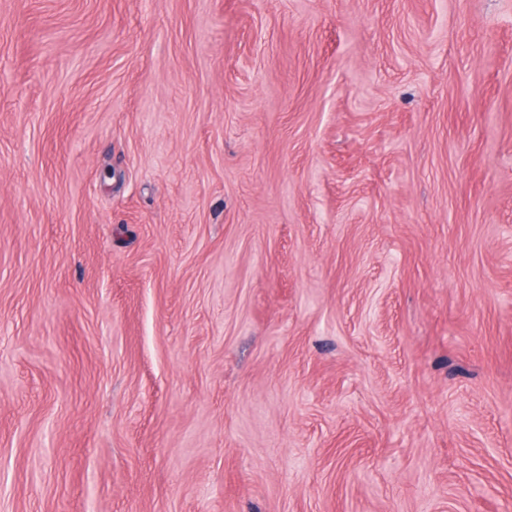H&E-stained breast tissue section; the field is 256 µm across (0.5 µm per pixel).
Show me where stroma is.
Masks as SVG:
<instances>
[{"label":"stroma","instance_id":"stroma-1","mask_svg":"<svg viewBox=\"0 0 512 512\" xmlns=\"http://www.w3.org/2000/svg\"><path fill=\"white\" fill-rule=\"evenodd\" d=\"M0 512H512V0H0Z\"/></svg>","mask_w":512,"mask_h":512}]
</instances>
